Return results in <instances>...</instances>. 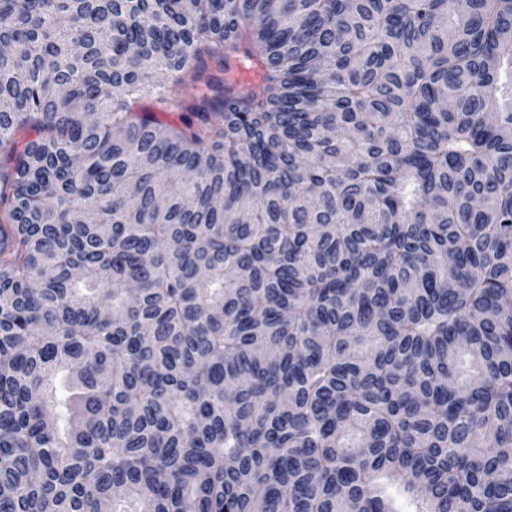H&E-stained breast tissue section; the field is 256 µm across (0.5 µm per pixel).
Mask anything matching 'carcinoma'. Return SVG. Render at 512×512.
<instances>
[{"label":"carcinoma","mask_w":512,"mask_h":512,"mask_svg":"<svg viewBox=\"0 0 512 512\" xmlns=\"http://www.w3.org/2000/svg\"><path fill=\"white\" fill-rule=\"evenodd\" d=\"M0 45V512H512V0Z\"/></svg>","instance_id":"carcinoma-1"}]
</instances>
